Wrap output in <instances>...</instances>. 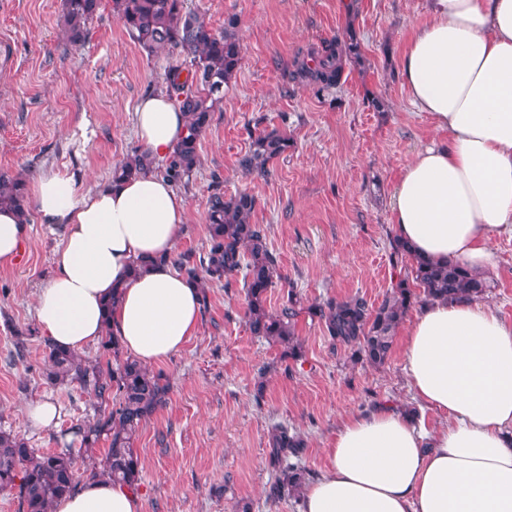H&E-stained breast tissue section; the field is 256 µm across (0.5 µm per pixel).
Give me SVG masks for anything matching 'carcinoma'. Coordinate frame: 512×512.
Instances as JSON below:
<instances>
[{"label":"carcinoma","mask_w":512,"mask_h":512,"mask_svg":"<svg viewBox=\"0 0 512 512\" xmlns=\"http://www.w3.org/2000/svg\"><path fill=\"white\" fill-rule=\"evenodd\" d=\"M112 5L134 43L149 54L176 50L190 66L185 75L179 69H169L163 78L166 94L185 113L186 136L163 160L144 163L138 153L126 156L113 168L112 182L149 171L176 187L185 186L199 164L200 138L211 124L214 105L223 98L224 85L241 65L237 19L229 18L224 31L215 33L196 14L184 11V0H112ZM100 6L101 0H63L62 28L70 46L85 44L88 24ZM360 57L361 44L355 34L349 33L296 57L290 77L319 94L336 86L344 59ZM289 147L291 140L286 133L277 128L265 129L239 159V167L246 175L263 174L267 164ZM0 206L29 216L27 187L21 176L0 173ZM255 206L256 198L248 192L227 198L220 188H214L208 201L206 256L195 261L191 253L185 252L173 254L167 261L198 285L204 306L207 284L222 282L227 286L230 278L243 273L251 334L282 346L294 356L298 349L295 326L301 313L300 299L290 287L278 310L266 307V294L277 286L282 275L265 229L250 222ZM392 249L390 262L401 272L391 281L377 308H369L359 296L308 306V313L319 319L333 344L351 348L355 360L371 365H381L388 359L395 332L415 304L434 298H474L489 288L482 275L464 265L441 266L423 260L398 242ZM417 288L422 294L415 292ZM107 354L112 360L101 361ZM46 358L48 384H77L92 390L103 405L93 418L71 427V433L81 438L87 451L101 440L108 442L91 478L106 477L137 490L141 468L134 442L147 420L166 403L169 385L161 374L152 373L135 358L121 357L118 340L109 334L101 338L100 357L93 361L75 351L49 345ZM269 448L272 463L280 465L290 456H299L306 443L287 427L277 425L270 433ZM75 466L71 448L38 453L24 438L0 430V491L15 492L19 512H50L55 500L75 488ZM308 475L304 468L283 467L268 498L278 500L300 489Z\"/></svg>","instance_id":"obj_1"}]
</instances>
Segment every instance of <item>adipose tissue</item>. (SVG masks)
Listing matches in <instances>:
<instances>
[{
	"label": "adipose tissue",
	"mask_w": 512,
	"mask_h": 512,
	"mask_svg": "<svg viewBox=\"0 0 512 512\" xmlns=\"http://www.w3.org/2000/svg\"><path fill=\"white\" fill-rule=\"evenodd\" d=\"M408 99L444 141L420 150L392 196L395 237L413 253L477 273L495 265L492 236L512 237V0H430L402 58ZM136 135L168 157L186 120L166 94L142 98ZM30 196L42 223L63 225L54 273L36 295L46 340L75 351L112 333L143 365L195 336L197 286L165 258L187 221L178 189L151 173L93 191L68 171L41 173ZM27 239L0 207V267ZM156 257L133 276L135 262ZM404 370L435 423L391 403L344 418L327 469L301 490L302 512H512V322L473 299H434L406 332ZM138 496L106 479L58 498L51 512H139Z\"/></svg>",
	"instance_id": "1"
}]
</instances>
